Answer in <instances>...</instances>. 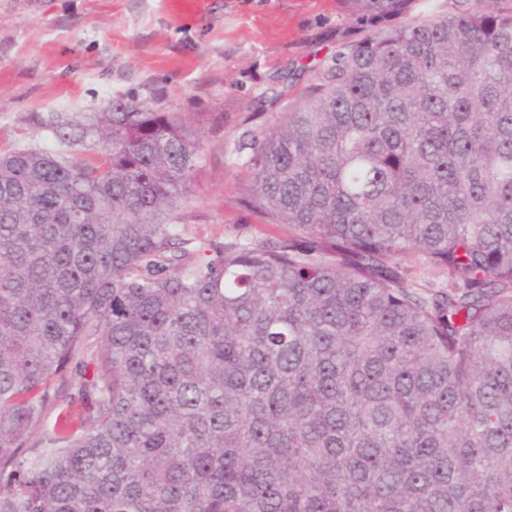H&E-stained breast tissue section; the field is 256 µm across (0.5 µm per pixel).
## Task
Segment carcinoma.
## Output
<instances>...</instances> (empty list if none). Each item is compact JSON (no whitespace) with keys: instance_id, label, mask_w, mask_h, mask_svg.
I'll use <instances>...</instances> for the list:
<instances>
[{"instance_id":"1","label":"carcinoma","mask_w":512,"mask_h":512,"mask_svg":"<svg viewBox=\"0 0 512 512\" xmlns=\"http://www.w3.org/2000/svg\"><path fill=\"white\" fill-rule=\"evenodd\" d=\"M416 2L345 0L251 138L275 242L177 247L199 135L145 100L0 155V512H512V5ZM401 266L406 269L409 284L421 293L445 288L448 284L447 275L443 271L427 265L419 254L402 258Z\"/></svg>"}]
</instances>
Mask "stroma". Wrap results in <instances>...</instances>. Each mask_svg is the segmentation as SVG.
<instances>
[{
    "label": "stroma",
    "mask_w": 512,
    "mask_h": 512,
    "mask_svg": "<svg viewBox=\"0 0 512 512\" xmlns=\"http://www.w3.org/2000/svg\"><path fill=\"white\" fill-rule=\"evenodd\" d=\"M361 30L342 0H0V152L52 147L51 115L83 119L119 93L189 122L220 112L180 238L274 241L287 227L241 203L240 145L277 122L269 89L302 93Z\"/></svg>",
    "instance_id": "1"
}]
</instances>
